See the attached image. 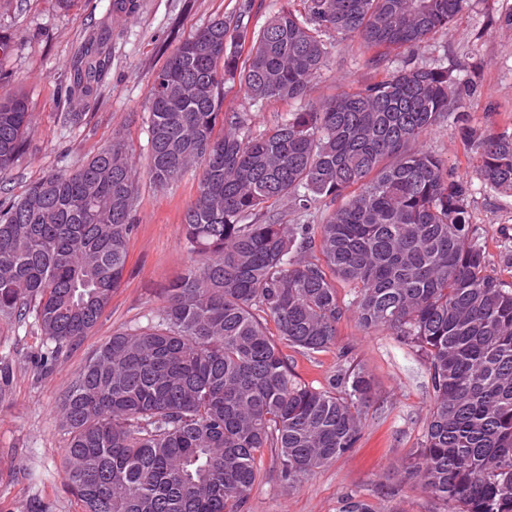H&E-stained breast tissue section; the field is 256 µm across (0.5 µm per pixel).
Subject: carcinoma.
<instances>
[{
	"label": "carcinoma",
	"mask_w": 512,
	"mask_h": 512,
	"mask_svg": "<svg viewBox=\"0 0 512 512\" xmlns=\"http://www.w3.org/2000/svg\"><path fill=\"white\" fill-rule=\"evenodd\" d=\"M467 2L285 0L252 31L246 0L168 56L151 89L147 168L158 187L201 168L183 219L192 257L151 325L113 333L60 400L81 512H238L263 449L294 487L355 447L369 379L347 369L328 388L302 384L265 327L313 353L348 312L428 361L434 397L412 478L446 512H512V285L486 271L471 186L410 148L458 110L464 80L409 59L305 102L332 38H358L382 67L449 29ZM110 41L102 27L73 55L69 101L92 96ZM229 84L255 104L299 107L254 136L222 111ZM29 123L22 94L0 97V174ZM461 136L483 183L511 193L512 131ZM136 202V167L114 141L0 204V317L34 315L44 361L88 335L119 287ZM316 202L328 208L320 224L270 215Z\"/></svg>",
	"instance_id": "1"
}]
</instances>
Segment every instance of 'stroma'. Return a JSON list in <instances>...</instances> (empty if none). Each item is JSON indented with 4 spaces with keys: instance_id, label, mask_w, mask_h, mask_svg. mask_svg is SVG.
Masks as SVG:
<instances>
[{
    "instance_id": "obj_1",
    "label": "stroma",
    "mask_w": 512,
    "mask_h": 512,
    "mask_svg": "<svg viewBox=\"0 0 512 512\" xmlns=\"http://www.w3.org/2000/svg\"><path fill=\"white\" fill-rule=\"evenodd\" d=\"M243 0H137L130 17H116L112 0H0V35L12 48L0 55V94L23 93L31 113L23 153L0 177V197H20L28 185L91 158L113 140L126 144L137 167L138 206L121 285L88 336L41 366L46 346L34 318H0V359L9 381L0 393V512H79L64 487L69 441L58 406L72 380L113 332L147 326L171 284L190 263L181 234L184 212L197 193L191 169L165 187L147 173L149 95L155 73L177 45L218 17L236 15ZM512 0H469L450 30L433 35L413 59L440 63L465 76L463 104L419 140L457 179L471 183L470 221L485 246L489 273L512 283V193L486 187L479 158L461 141V128H512V29L498 22ZM112 28L111 60L80 121L64 122L69 62L102 24ZM358 41L334 49L309 91L318 101L380 79ZM224 108L248 114L253 133L276 124L286 107L256 106L240 87L228 89ZM296 380L328 386L339 368H361L372 380L354 448L309 475L299 486L282 481L271 449L241 512H348L351 502L371 512H445V506L404 469L419 448L432 402L431 373L415 347L387 330L367 331L354 315L338 326L336 342L309 354L285 347Z\"/></svg>"
}]
</instances>
